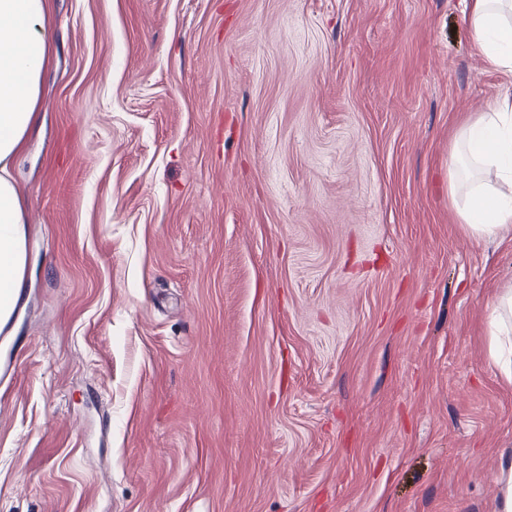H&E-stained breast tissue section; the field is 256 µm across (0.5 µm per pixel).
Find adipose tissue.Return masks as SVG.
<instances>
[{"mask_svg": "<svg viewBox=\"0 0 512 512\" xmlns=\"http://www.w3.org/2000/svg\"><path fill=\"white\" fill-rule=\"evenodd\" d=\"M473 43L502 73L491 111L469 118L451 148L448 195L477 240L512 233V0H462ZM48 0H0V328L13 320L27 263L26 212L12 170L32 125L49 60Z\"/></svg>", "mask_w": 512, "mask_h": 512, "instance_id": "1", "label": "adipose tissue"}]
</instances>
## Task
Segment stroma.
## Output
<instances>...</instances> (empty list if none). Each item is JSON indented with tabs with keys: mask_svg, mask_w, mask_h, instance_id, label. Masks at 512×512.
Returning a JSON list of instances; mask_svg holds the SVG:
<instances>
[{
	"mask_svg": "<svg viewBox=\"0 0 512 512\" xmlns=\"http://www.w3.org/2000/svg\"><path fill=\"white\" fill-rule=\"evenodd\" d=\"M0 512H495L512 234L459 0H51ZM473 43L507 79L490 112L462 124L451 148L448 195L477 240L512 233V1L462 0ZM470 177L463 182V174ZM494 312L500 333L495 336H510L512 333V283L501 288Z\"/></svg>",
	"mask_w": 512,
	"mask_h": 512,
	"instance_id": "obj_1",
	"label": "stroma"
}]
</instances>
